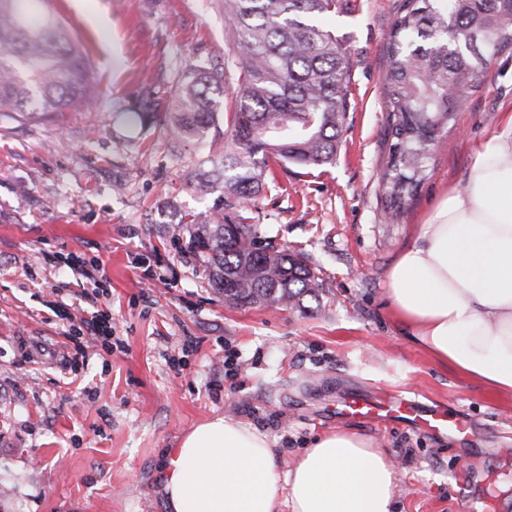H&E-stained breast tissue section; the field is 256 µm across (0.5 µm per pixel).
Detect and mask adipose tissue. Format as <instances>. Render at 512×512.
Masks as SVG:
<instances>
[{
  "mask_svg": "<svg viewBox=\"0 0 512 512\" xmlns=\"http://www.w3.org/2000/svg\"><path fill=\"white\" fill-rule=\"evenodd\" d=\"M465 192L430 211L387 278L408 340L512 393V118L477 151ZM169 512H393L389 454L348 429L316 438L281 472L266 434L218 417L167 454Z\"/></svg>",
  "mask_w": 512,
  "mask_h": 512,
  "instance_id": "obj_1",
  "label": "adipose tissue"
}]
</instances>
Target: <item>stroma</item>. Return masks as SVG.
Instances as JSON below:
<instances>
[{
    "label": "stroma",
    "instance_id": "1",
    "mask_svg": "<svg viewBox=\"0 0 512 512\" xmlns=\"http://www.w3.org/2000/svg\"><path fill=\"white\" fill-rule=\"evenodd\" d=\"M396 0H349L327 25L351 55L350 107L333 164L269 161L251 212L322 285L314 312L234 307L175 239L181 214L216 194L194 187L220 161L210 139L183 141L125 112L173 96L177 75L220 63L224 0H54L91 69L93 106L0 115V512H167L166 453L216 416L256 427L288 471L313 438L357 431L389 451L396 512H512V394L437 362L402 333L387 294L401 250L512 113V49L439 136L429 175L394 223L378 177L391 138L386 49ZM100 264L89 280L68 266ZM103 285L110 337L69 334L82 291ZM446 408L460 434L403 420L339 418L352 391Z\"/></svg>",
    "mask_w": 512,
    "mask_h": 512
}]
</instances>
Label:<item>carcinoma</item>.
<instances>
[{"mask_svg": "<svg viewBox=\"0 0 512 512\" xmlns=\"http://www.w3.org/2000/svg\"><path fill=\"white\" fill-rule=\"evenodd\" d=\"M44 0H0V113L30 117L87 99L90 69L61 23L35 13ZM347 0H224V66L195 64L177 79L166 111L181 137L224 142L212 181L224 190L215 216L187 213L174 228L203 258L209 284L236 307L285 304L306 314L318 277L301 253L278 248L242 215L265 187L268 158L316 168L336 158L351 69L345 42L323 25ZM512 48V0H398L384 74L392 137L378 189L396 220L426 180L439 133L481 88L490 59ZM229 92L232 103L216 94Z\"/></svg>", "mask_w": 512, "mask_h": 512, "instance_id": "carcinoma-1", "label": "carcinoma"}]
</instances>
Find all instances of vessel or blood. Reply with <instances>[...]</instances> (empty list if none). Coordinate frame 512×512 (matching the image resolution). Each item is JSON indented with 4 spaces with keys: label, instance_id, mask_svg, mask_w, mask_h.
<instances>
[{
    "label": "vessel or blood",
    "instance_id": "vessel-or-blood-1",
    "mask_svg": "<svg viewBox=\"0 0 512 512\" xmlns=\"http://www.w3.org/2000/svg\"><path fill=\"white\" fill-rule=\"evenodd\" d=\"M342 417L359 418L375 422L393 416L413 424L420 429H430L451 434L462 433L464 423L459 418L439 409H425L413 398L395 399L354 395L349 397L341 411Z\"/></svg>",
    "mask_w": 512,
    "mask_h": 512
}]
</instances>
